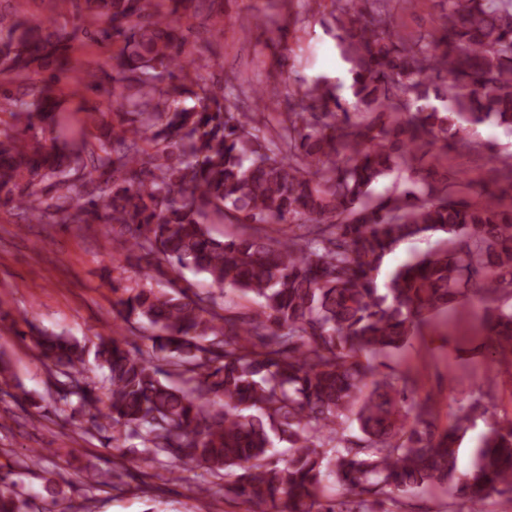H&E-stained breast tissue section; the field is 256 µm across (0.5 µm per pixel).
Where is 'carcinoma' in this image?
Masks as SVG:
<instances>
[{"label": "carcinoma", "mask_w": 512, "mask_h": 512, "mask_svg": "<svg viewBox=\"0 0 512 512\" xmlns=\"http://www.w3.org/2000/svg\"><path fill=\"white\" fill-rule=\"evenodd\" d=\"M202 2L83 0L119 43L112 71L87 73L104 99L88 106L70 87L0 96L17 122L0 130L1 210L19 224H104L125 262L210 280L203 294L146 274L112 286L128 335L92 351L30 327L56 401L91 413L115 450L136 441L172 472L193 465L200 492L259 512H394L428 490L511 502L512 419L491 422L470 467L459 463L485 384L441 431L437 403L379 359L473 295L482 348L512 364V307L500 305L512 297V160L468 138L485 124L512 134V0H436L438 24L415 34L392 0H332L328 32L351 82L300 81L267 131L235 85L188 79ZM91 39L0 9V74L64 73ZM450 152L487 157L507 190L464 195ZM394 172L405 186L376 191ZM214 223L235 231L219 239ZM435 235L378 282L400 244ZM228 289L257 307L224 305ZM0 512H35L20 480L0 478Z\"/></svg>", "instance_id": "carcinoma-1"}]
</instances>
